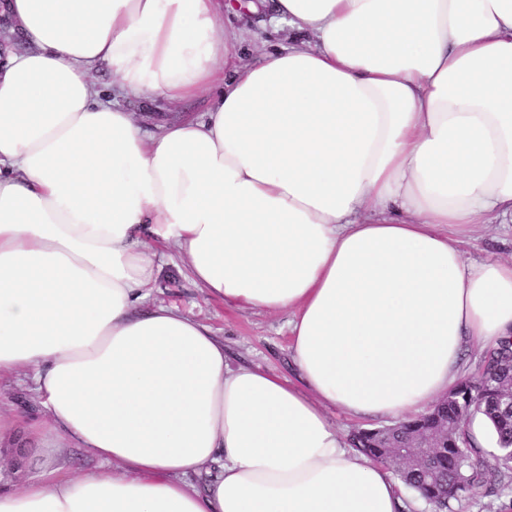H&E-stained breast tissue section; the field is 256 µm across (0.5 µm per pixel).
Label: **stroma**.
Segmentation results:
<instances>
[{
    "mask_svg": "<svg viewBox=\"0 0 512 512\" xmlns=\"http://www.w3.org/2000/svg\"><path fill=\"white\" fill-rule=\"evenodd\" d=\"M224 29L242 35L237 49L246 63L259 60L262 53L293 43L296 31L282 22H271L244 11L224 13ZM470 260L488 257L512 259V224H486L463 245ZM152 301L174 306L211 327L224 343L230 365H251L293 377L289 357L288 313L257 314L225 309L223 302L206 298L180 272L176 265H165L150 290ZM41 449L19 436L12 446H0V486L22 488L37 474Z\"/></svg>",
    "mask_w": 512,
    "mask_h": 512,
    "instance_id": "35a3bbf8",
    "label": "stroma"
}]
</instances>
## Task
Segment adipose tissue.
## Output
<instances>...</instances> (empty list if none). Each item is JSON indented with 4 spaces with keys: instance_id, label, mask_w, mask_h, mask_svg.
I'll return each mask as SVG.
<instances>
[{
    "instance_id": "adipose-tissue-1",
    "label": "adipose tissue",
    "mask_w": 512,
    "mask_h": 512,
    "mask_svg": "<svg viewBox=\"0 0 512 512\" xmlns=\"http://www.w3.org/2000/svg\"><path fill=\"white\" fill-rule=\"evenodd\" d=\"M224 0H6L0 375L101 471L44 470L0 512H404L336 409L418 416L512 334V260L449 229L512 223V0H276L312 35L241 64ZM112 78L101 90L94 72ZM147 136L131 101L176 106ZM290 312L297 381L230 367L149 290Z\"/></svg>"
}]
</instances>
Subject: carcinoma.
I'll return each instance as SVG.
<instances>
[{
	"mask_svg": "<svg viewBox=\"0 0 512 512\" xmlns=\"http://www.w3.org/2000/svg\"><path fill=\"white\" fill-rule=\"evenodd\" d=\"M512 382V338L504 337L498 346L483 351L478 374L460 381L452 399L409 422L394 424L388 442L395 447L419 432L448 422V433L438 436V447L424 462L402 469L379 447L381 430L364 429L350 438L352 447L370 459L395 468L407 486L421 490L428 500L443 509L451 502L473 497L481 490L501 493L512 488V465L505 456L512 450V404L502 397V389ZM482 414L496 438L497 453L491 461L469 432V420Z\"/></svg>",
	"mask_w": 512,
	"mask_h": 512,
	"instance_id": "obj_1",
	"label": "carcinoma"
}]
</instances>
